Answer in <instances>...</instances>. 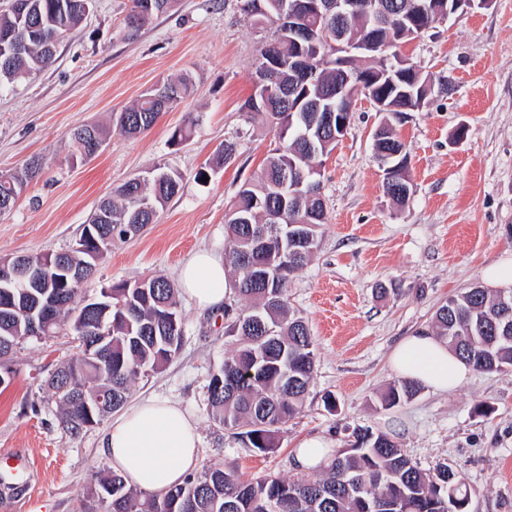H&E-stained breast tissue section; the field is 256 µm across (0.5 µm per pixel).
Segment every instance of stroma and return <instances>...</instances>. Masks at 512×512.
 Here are the masks:
<instances>
[{"instance_id": "1", "label": "stroma", "mask_w": 512, "mask_h": 512, "mask_svg": "<svg viewBox=\"0 0 512 512\" xmlns=\"http://www.w3.org/2000/svg\"><path fill=\"white\" fill-rule=\"evenodd\" d=\"M241 5L176 0L130 39L124 18L131 0H93L47 67L0 90V174L42 162L14 208L0 215V258L70 249L113 188L159 164L180 174L179 192L157 223L104 255L88 294L156 274L175 278L199 249L223 254L231 199L279 145L246 105L272 30L251 25ZM403 54L447 82L425 109L391 120L408 156L412 194L402 204L386 194L373 134L387 117L357 102L345 136L323 159L326 222L317 254L288 288L291 310L309 325L316 367L276 448L252 452L211 420L208 376L230 354L231 339L223 315L186 298L180 352L139 378L128 401H178L197 423L200 466L246 480L299 478L293 453L301 441L318 437L336 452L348 448L353 430L369 429L390 435L424 470L445 464L457 471L471 492L469 512H512V367L468 371L450 394L423 389L400 406L381 404L396 380L391 348L431 327L450 296L487 285L490 266L512 261V0L458 10ZM180 75L192 81L188 97L149 131L120 132V112ZM192 116L189 139L172 142ZM85 123L106 125L109 134L84 160L69 133ZM227 141L237 151L224 159L219 149ZM75 352L68 334L28 338L13 355L10 384L0 387V453L31 464L23 490L0 483V503L11 500V512H84L94 472L111 465L100 448L104 425L63 430L44 385Z\"/></svg>"}]
</instances>
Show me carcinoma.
I'll list each match as a JSON object with an SVG mask.
<instances>
[{
	"instance_id": "1",
	"label": "carcinoma",
	"mask_w": 512,
	"mask_h": 512,
	"mask_svg": "<svg viewBox=\"0 0 512 512\" xmlns=\"http://www.w3.org/2000/svg\"><path fill=\"white\" fill-rule=\"evenodd\" d=\"M20 8L0 13V33L24 30L30 20L38 29L27 38L22 51L0 54V85L12 84L49 65L53 56L43 38L60 43L86 14L88 0H19ZM391 26L378 30L380 41L397 38L402 16L416 15L423 24L448 10V0H432V15L420 14L425 0H386ZM279 45L283 66L294 56V46L271 38L259 54ZM325 51L314 57V83L294 96L282 91L268 98L267 109L257 113L276 132L280 146L267 158L256 179L244 182L226 214L228 224L225 259L236 271L230 282L232 314L224 315L225 334L233 337L231 354L210 374L207 406L213 421L233 431L245 447L267 453L276 447V433L299 413L315 372V348L306 321L288 306V286L295 273L307 265L319 247L318 230L326 220L321 183L288 182L284 216L290 224L304 225L305 245L295 255H279L281 225L265 217L257 200L278 195L285 169L304 170L321 163L335 147L319 142L315 102L325 90L336 86V69L328 66ZM388 50L364 54L378 70L372 94L385 97L397 107L405 105L401 91L411 90L415 101L426 106L433 94L435 78L419 69L415 84L393 85L383 76L391 66ZM164 83L173 93L174 104L189 95V79L168 78ZM163 114L146 92L120 113V131L136 137L152 128ZM41 170L31 162L22 170L0 175V198L16 203L27 183ZM181 177L165 166H155L145 177L125 182L99 205L108 221L100 224L102 252L116 241L129 238L127 228H144L156 222L159 209L179 190ZM259 235L268 249L255 252L249 235ZM268 266L276 271L270 288L253 284L250 267ZM105 301L110 311L95 308L84 293V285L59 286L47 280L40 292L57 300L54 321L45 336L67 330L82 320L86 338L105 339L106 350L98 358L77 353L45 381L55 396L63 427L78 434L88 424L84 399L103 395L111 399L109 409L94 417L99 423L127 400L139 377L162 369L176 354L171 345L181 338L183 318L178 290L163 275L115 283ZM17 309L4 315L0 309V369L11 370V355L21 340L28 338L29 316L20 292H15ZM435 334L448 342L473 369L497 372L512 367V313L506 314L498 292L475 286L446 300L435 312ZM420 385L400 380L382 396V405L396 407L416 396ZM453 492L468 512L470 493L452 468L441 465L425 473L388 434L369 430L355 434L350 448L338 452L316 480H291L265 476L244 481L220 467H206L189 474L183 483L164 492L140 494L127 486L116 471L95 473L87 489V512H364V504L383 502L382 512H448V492Z\"/></svg>"
}]
</instances>
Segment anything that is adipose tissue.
Listing matches in <instances>:
<instances>
[{
    "label": "adipose tissue",
    "mask_w": 512,
    "mask_h": 512,
    "mask_svg": "<svg viewBox=\"0 0 512 512\" xmlns=\"http://www.w3.org/2000/svg\"><path fill=\"white\" fill-rule=\"evenodd\" d=\"M181 292L198 307H221L230 293L224 261L202 249L178 273ZM393 373L436 394L457 389L467 364L427 328L398 341L389 354ZM199 434L190 414L174 401L138 402L116 417L101 437L112 467L129 486L162 492L183 482L198 464Z\"/></svg>",
    "instance_id": "adipose-tissue-1"
}]
</instances>
